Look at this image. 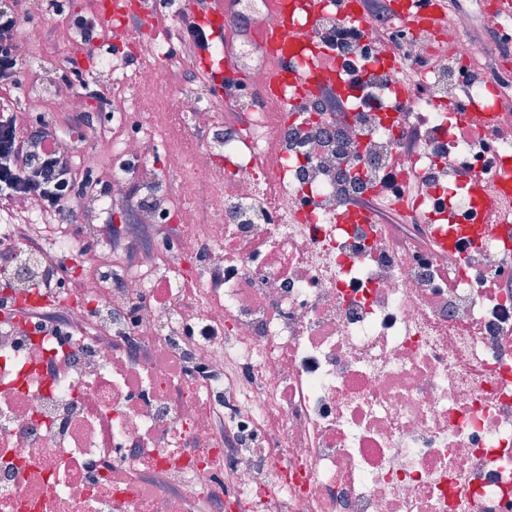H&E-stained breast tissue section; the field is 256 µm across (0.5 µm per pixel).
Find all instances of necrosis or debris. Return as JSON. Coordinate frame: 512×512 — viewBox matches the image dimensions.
I'll use <instances>...</instances> for the list:
<instances>
[{
    "mask_svg": "<svg viewBox=\"0 0 512 512\" xmlns=\"http://www.w3.org/2000/svg\"><path fill=\"white\" fill-rule=\"evenodd\" d=\"M416 77L397 124L385 120L396 67L371 88L378 106L349 99L344 112L289 108L291 88L256 103L239 92L243 121L218 122L223 101L206 71L188 70L197 93L179 114L186 131L220 129L224 161L208 143L172 144L141 95L112 114L101 136L112 180L133 179L142 226L164 236L128 261L97 224H65L18 197L0 205V512H512V290L490 293L504 243L477 245L454 219L471 205L448 170L466 161L497 173L512 153V124L446 130L439 103L477 54L485 72L467 111L512 98V70L485 53L467 15L436 36L388 18ZM172 43L114 33L100 61L114 82H165ZM428 122L405 141L416 114ZM325 135L307 154L297 131ZM368 169L365 193L417 178L408 199L434 209L447 190L446 252L412 224L340 216L343 166ZM197 188L206 219L185 195L157 204L169 178ZM36 234L15 242L14 211ZM77 253L78 272L48 288L40 271ZM28 304L65 318L18 317Z\"/></svg>",
    "mask_w": 512,
    "mask_h": 512,
    "instance_id": "obj_1",
    "label": "necrosis or debris"
}]
</instances>
